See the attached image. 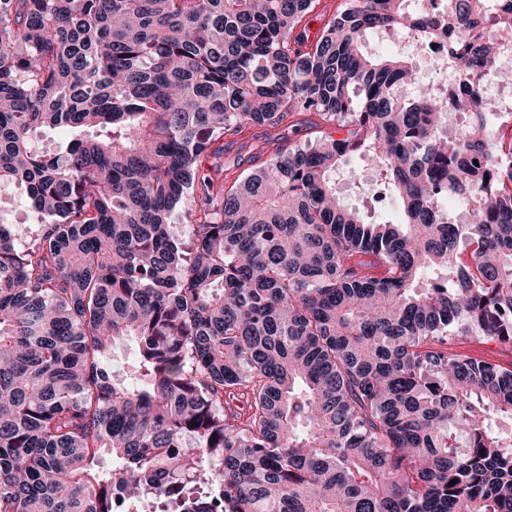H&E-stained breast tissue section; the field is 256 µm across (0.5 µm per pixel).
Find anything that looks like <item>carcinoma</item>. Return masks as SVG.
<instances>
[{
  "label": "carcinoma",
  "instance_id": "obj_1",
  "mask_svg": "<svg viewBox=\"0 0 512 512\" xmlns=\"http://www.w3.org/2000/svg\"><path fill=\"white\" fill-rule=\"evenodd\" d=\"M320 3L0 0V186L30 213L0 207V512H512V369L453 350L512 346V141L480 92L512 0L489 35L345 0L311 40ZM443 39L454 136L448 66L409 59ZM291 114L314 144L201 167ZM356 154L401 223L340 203Z\"/></svg>",
  "mask_w": 512,
  "mask_h": 512
}]
</instances>
